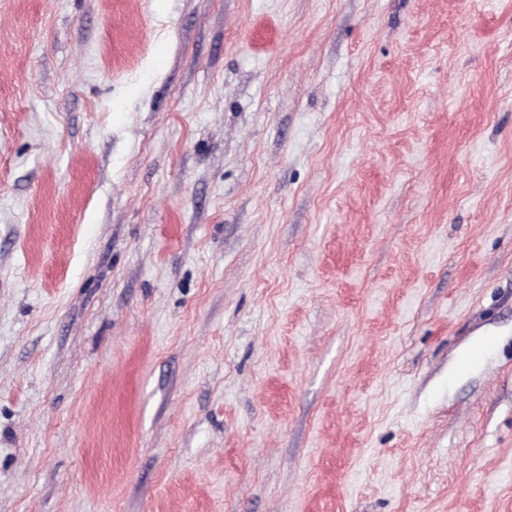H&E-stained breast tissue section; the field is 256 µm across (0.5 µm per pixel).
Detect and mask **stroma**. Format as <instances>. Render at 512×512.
Masks as SVG:
<instances>
[{
    "label": "stroma",
    "mask_w": 512,
    "mask_h": 512,
    "mask_svg": "<svg viewBox=\"0 0 512 512\" xmlns=\"http://www.w3.org/2000/svg\"><path fill=\"white\" fill-rule=\"evenodd\" d=\"M0 512H512V0H0Z\"/></svg>",
    "instance_id": "1"
}]
</instances>
